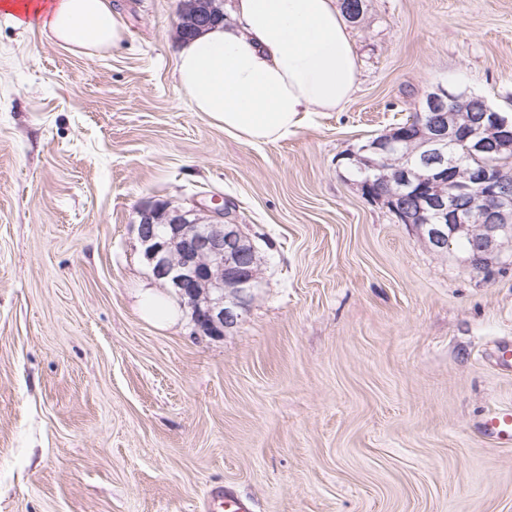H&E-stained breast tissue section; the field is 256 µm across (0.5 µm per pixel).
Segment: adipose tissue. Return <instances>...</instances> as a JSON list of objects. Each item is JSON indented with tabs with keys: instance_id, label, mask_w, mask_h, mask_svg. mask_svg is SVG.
<instances>
[{
	"instance_id": "obj_1",
	"label": "adipose tissue",
	"mask_w": 512,
	"mask_h": 512,
	"mask_svg": "<svg viewBox=\"0 0 512 512\" xmlns=\"http://www.w3.org/2000/svg\"><path fill=\"white\" fill-rule=\"evenodd\" d=\"M0 18L87 55L116 47L111 0H0ZM358 67L336 0H233L232 19L184 40L175 65L193 111L247 143L287 138L353 94Z\"/></svg>"
}]
</instances>
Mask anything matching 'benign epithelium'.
<instances>
[{"label":"benign epithelium","mask_w":512,"mask_h":512,"mask_svg":"<svg viewBox=\"0 0 512 512\" xmlns=\"http://www.w3.org/2000/svg\"><path fill=\"white\" fill-rule=\"evenodd\" d=\"M459 104L458 95L442 86L426 95L417 117L409 122L422 153L414 163L400 159L392 179L404 193L418 196L416 216L407 222L424 228L434 251H448L453 241L471 235L473 223L481 225L482 235L469 255L473 264L478 255L494 256L512 239V192L501 169L492 164L477 165L458 180L448 148L465 142L474 158L510 155L512 125L488 111L481 118L480 132L473 134L454 118ZM401 137L393 130L372 142L371 156L351 155L348 160L378 168ZM209 212L203 219L194 208L151 203L140 211L138 235L154 275L192 309L196 327L222 336L247 312L260 278L245 269L249 244L240 225L224 222L222 205Z\"/></svg>","instance_id":"obj_1"}]
</instances>
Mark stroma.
I'll return each mask as SVG.
<instances>
[{
    "label": "stroma",
    "mask_w": 512,
    "mask_h": 512,
    "mask_svg": "<svg viewBox=\"0 0 512 512\" xmlns=\"http://www.w3.org/2000/svg\"><path fill=\"white\" fill-rule=\"evenodd\" d=\"M357 89L249 144L174 81L181 0H112L114 49L0 20V512H512V246L439 254L346 159L437 87L512 117V0H363ZM261 286L207 336L154 276L140 208L211 207ZM154 289L178 317L158 322ZM481 427L498 446H512V408L498 409L487 415Z\"/></svg>",
    "instance_id": "obj_1"
}]
</instances>
